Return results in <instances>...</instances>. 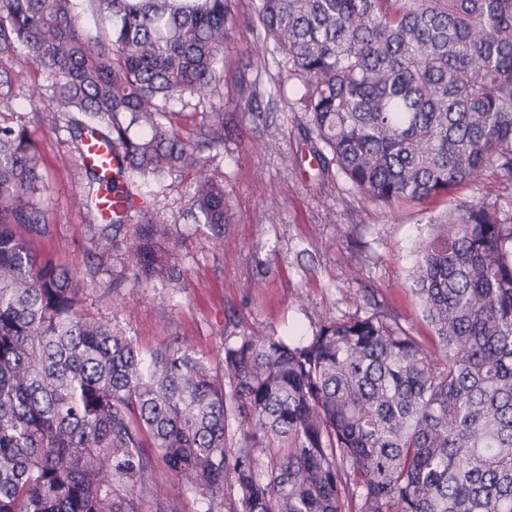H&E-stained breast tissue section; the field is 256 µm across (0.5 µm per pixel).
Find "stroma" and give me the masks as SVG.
Wrapping results in <instances>:
<instances>
[{
    "label": "stroma",
    "instance_id": "stroma-1",
    "mask_svg": "<svg viewBox=\"0 0 512 512\" xmlns=\"http://www.w3.org/2000/svg\"><path fill=\"white\" fill-rule=\"evenodd\" d=\"M239 16L224 52V154L213 168L222 176L232 214L223 247L205 228L179 224L186 287L108 286L121 269L117 259L91 271L90 218L80 206L86 187L81 169L63 170L70 149L65 131L31 112L27 92L41 78L22 57L0 58L14 81L15 111L24 113L40 145L45 175L42 203L52 235L42 249L56 262L84 273V303L91 318L111 322L141 351L176 337L212 364L239 336H311L323 318L383 316L410 329L428 351L437 338L413 292L408 270L428 222L447 199L391 207L369 202L344 179L322 185L303 160L304 142L289 107L302 87L288 80L252 26V0H235ZM186 170L143 185L141 198L167 223H179Z\"/></svg>",
    "mask_w": 512,
    "mask_h": 512
}]
</instances>
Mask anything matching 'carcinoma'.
I'll return each instance as SVG.
<instances>
[{
  "instance_id": "1",
  "label": "carcinoma",
  "mask_w": 512,
  "mask_h": 512,
  "mask_svg": "<svg viewBox=\"0 0 512 512\" xmlns=\"http://www.w3.org/2000/svg\"><path fill=\"white\" fill-rule=\"evenodd\" d=\"M90 2L104 34L75 0H0V57L43 78L29 105L67 131L62 167L90 176L98 259L126 272L112 288L180 290L181 233L133 206L130 175L194 171L187 216L224 246V101L188 136L169 104L214 95L234 0ZM254 16L303 86L290 108L322 183L387 206L487 173L512 187V0H254ZM13 99L0 70V115ZM91 130L121 182L83 163ZM43 187L27 124L0 121V512H175L146 448L206 512H512V207L460 201L430 220L410 278L438 353L372 314L298 344L243 335L217 369L178 338L146 357L89 317L84 276L38 248ZM104 188L125 201L111 216Z\"/></svg>"
}]
</instances>
